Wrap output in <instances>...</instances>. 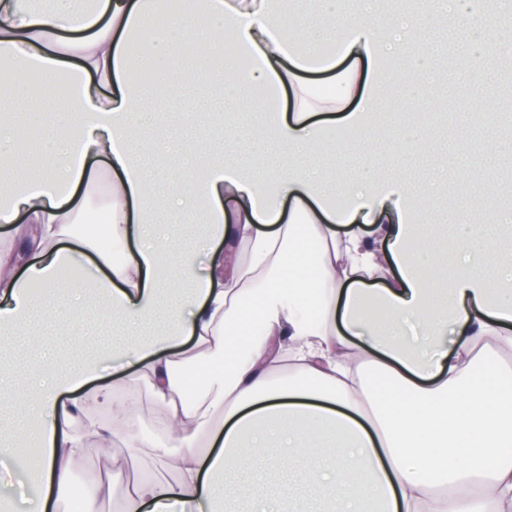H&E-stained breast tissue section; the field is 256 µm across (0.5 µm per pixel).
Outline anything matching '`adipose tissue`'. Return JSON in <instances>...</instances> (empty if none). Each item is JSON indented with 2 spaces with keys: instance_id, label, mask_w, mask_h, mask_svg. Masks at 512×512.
I'll return each instance as SVG.
<instances>
[{
  "instance_id": "adipose-tissue-1",
  "label": "adipose tissue",
  "mask_w": 512,
  "mask_h": 512,
  "mask_svg": "<svg viewBox=\"0 0 512 512\" xmlns=\"http://www.w3.org/2000/svg\"><path fill=\"white\" fill-rule=\"evenodd\" d=\"M383 0L335 15L319 0L313 24L288 22L284 0H190L179 23L147 47L136 35L168 0H0V343L28 321L77 322L55 311L63 268L94 290L122 337L71 368L46 356L0 366V458L25 461L42 491L34 512H58L72 467L94 446L124 445L170 473L103 482L122 512H298L330 494L325 512H512V256L492 226L464 225L455 247L435 238L425 199L403 179L368 176L327 188L310 162L345 127L369 137L389 96L393 56L437 13L467 17L465 42L497 35L503 0H426L424 15L389 19ZM254 61L216 106L254 107L258 134L287 146L256 178L249 163L188 148L169 182L149 192L136 156L151 74L190 99L197 79L173 60H224V43ZM38 71L33 88L8 79ZM291 92L293 108L279 99ZM71 100L57 111L53 102ZM48 120L50 143L16 169L17 144ZM109 182L107 238L75 235L88 195ZM200 215L199 244L176 248L155 212ZM226 250H218V243ZM111 369L112 381L89 379ZM146 388L165 442L138 431L116 391ZM276 480L274 496L256 486Z\"/></svg>"
}]
</instances>
